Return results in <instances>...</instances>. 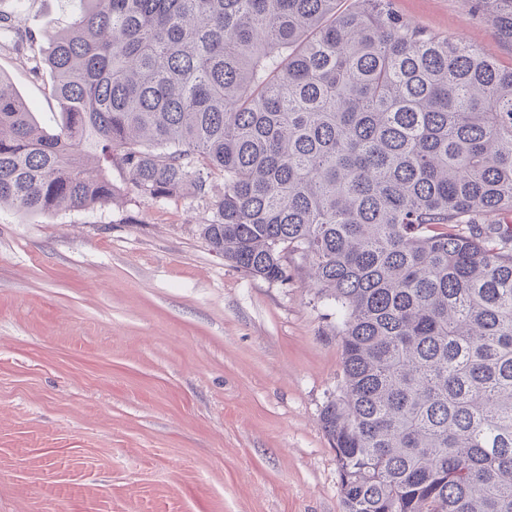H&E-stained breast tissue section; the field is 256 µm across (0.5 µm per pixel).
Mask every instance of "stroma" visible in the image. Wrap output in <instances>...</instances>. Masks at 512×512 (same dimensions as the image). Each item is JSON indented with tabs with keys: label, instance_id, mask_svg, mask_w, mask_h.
Instances as JSON below:
<instances>
[{
	"label": "stroma",
	"instance_id": "35a3bbf8",
	"mask_svg": "<svg viewBox=\"0 0 512 512\" xmlns=\"http://www.w3.org/2000/svg\"><path fill=\"white\" fill-rule=\"evenodd\" d=\"M512 68L469 0H391ZM70 0H0L47 49ZM0 36V73L52 124L49 76ZM211 199L55 215L0 208V512H342L320 413L342 380L336 316L301 275L213 252Z\"/></svg>",
	"mask_w": 512,
	"mask_h": 512
}]
</instances>
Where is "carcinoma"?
<instances>
[{
  "label": "carcinoma",
  "instance_id": "obj_1",
  "mask_svg": "<svg viewBox=\"0 0 512 512\" xmlns=\"http://www.w3.org/2000/svg\"><path fill=\"white\" fill-rule=\"evenodd\" d=\"M73 0L0 74V207L224 192L199 225L248 274L308 262L341 317L321 413L343 512H512V68L390 0ZM512 42V0H473ZM18 40L0 35V72L9 77L36 118L44 125H51L58 109L49 93L50 76L46 71L43 76L33 75L27 58L30 55L28 45Z\"/></svg>",
  "mask_w": 512,
  "mask_h": 512
}]
</instances>
